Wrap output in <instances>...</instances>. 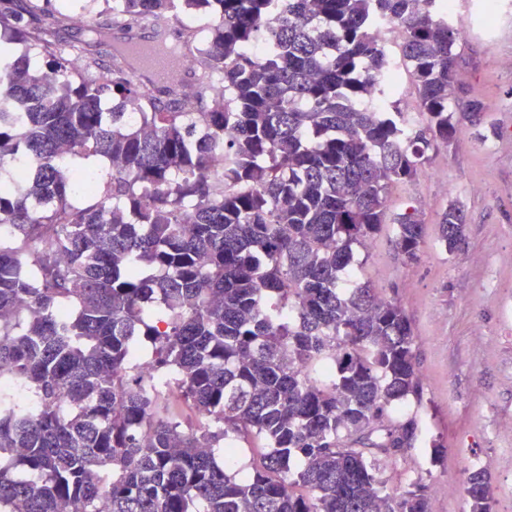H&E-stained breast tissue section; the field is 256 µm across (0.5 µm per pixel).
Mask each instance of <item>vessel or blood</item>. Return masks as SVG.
<instances>
[{
  "label": "vessel or blood",
  "instance_id": "b4317fda",
  "mask_svg": "<svg viewBox=\"0 0 512 512\" xmlns=\"http://www.w3.org/2000/svg\"><path fill=\"white\" fill-rule=\"evenodd\" d=\"M112 41L127 55V66L137 82L150 89L181 75L182 61L175 49L161 46L155 35L113 29Z\"/></svg>",
  "mask_w": 512,
  "mask_h": 512
}]
</instances>
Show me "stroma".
Masks as SVG:
<instances>
[{
  "label": "stroma",
  "instance_id": "obj_1",
  "mask_svg": "<svg viewBox=\"0 0 512 512\" xmlns=\"http://www.w3.org/2000/svg\"><path fill=\"white\" fill-rule=\"evenodd\" d=\"M493 33L473 27L458 44V85L451 101L456 112L471 103L482 107L479 125L465 126L449 145L429 154L422 174L393 186L389 213L418 207L426 226L421 258L404 264L395 248L393 225H383L367 249L358 251L348 285L366 283L380 297L400 301L411 319L416 363L422 381L420 402L398 407L418 424L413 448L387 469L390 492L422 477L433 512H469L464 482L486 467L494 512H512V0ZM82 57L106 72L112 58L90 42L85 30L60 28L56 51ZM466 218L465 237L446 251L438 225L449 207ZM442 444L440 458L431 454Z\"/></svg>",
  "mask_w": 512,
  "mask_h": 512
}]
</instances>
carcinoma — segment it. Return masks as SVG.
I'll use <instances>...</instances> for the list:
<instances>
[{
  "mask_svg": "<svg viewBox=\"0 0 512 512\" xmlns=\"http://www.w3.org/2000/svg\"><path fill=\"white\" fill-rule=\"evenodd\" d=\"M25 5L0 0V512H432L422 478L393 495L385 476L416 439L415 417L388 414L421 400L412 322L342 275L389 190L480 121L477 102L450 110L461 32L441 0H112L129 29L209 20L186 33L195 112L116 56L105 75L69 72L55 38L84 0L28 23ZM380 16L402 29L422 122L357 108L395 92ZM393 223L418 261V209ZM464 226L443 212L447 251ZM172 395L208 423L182 429ZM249 435L264 447L244 471L228 453ZM464 494L492 512L485 470Z\"/></svg>",
  "mask_w": 512,
  "mask_h": 512,
  "instance_id": "carcinoma-1",
  "label": "carcinoma"
}]
</instances>
